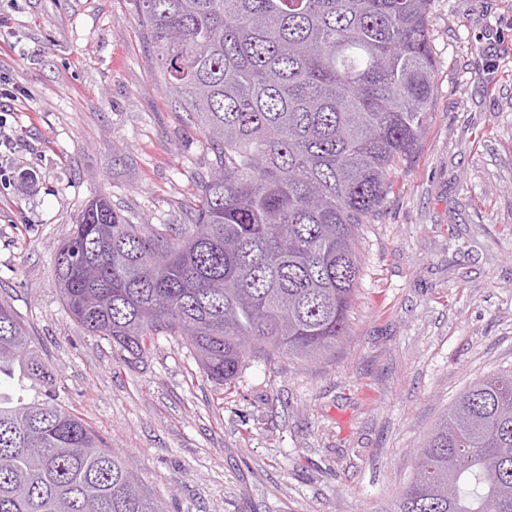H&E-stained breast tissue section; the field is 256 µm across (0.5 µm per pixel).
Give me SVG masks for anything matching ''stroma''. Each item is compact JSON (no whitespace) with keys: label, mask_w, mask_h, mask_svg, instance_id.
Returning a JSON list of instances; mask_svg holds the SVG:
<instances>
[{"label":"stroma","mask_w":512,"mask_h":512,"mask_svg":"<svg viewBox=\"0 0 512 512\" xmlns=\"http://www.w3.org/2000/svg\"><path fill=\"white\" fill-rule=\"evenodd\" d=\"M20 94L0 177V300L56 398L166 512H395L415 451L471 381L512 368V0H432L428 133L359 225L346 339L208 379L180 337L137 361L69 315L54 258L88 200L190 224L214 155L167 95L136 0H0Z\"/></svg>","instance_id":"1"}]
</instances>
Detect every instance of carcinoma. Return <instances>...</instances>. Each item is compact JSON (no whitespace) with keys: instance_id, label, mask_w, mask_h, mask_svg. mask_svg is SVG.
Returning <instances> with one entry per match:
<instances>
[{"instance_id":"carcinoma-1","label":"carcinoma","mask_w":512,"mask_h":512,"mask_svg":"<svg viewBox=\"0 0 512 512\" xmlns=\"http://www.w3.org/2000/svg\"><path fill=\"white\" fill-rule=\"evenodd\" d=\"M166 91L214 154L192 224H131L96 196L54 272L74 320L139 359L181 337L211 380L308 360L347 333L356 229L422 143L436 91L431 0H138ZM162 253L164 265H155ZM0 512H165L122 453L52 398L0 301ZM45 398L28 400L33 386ZM512 512V370L479 378L428 433L396 512Z\"/></svg>"}]
</instances>
